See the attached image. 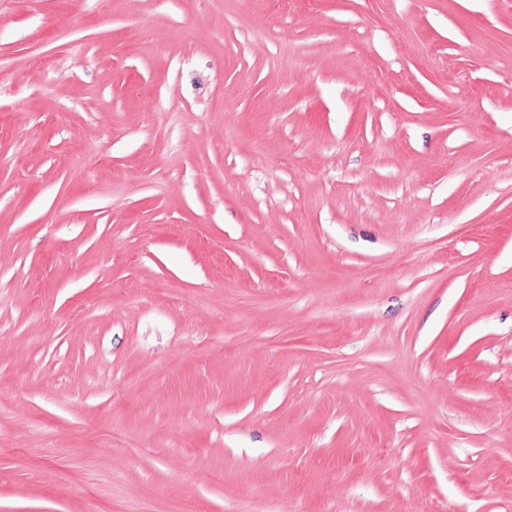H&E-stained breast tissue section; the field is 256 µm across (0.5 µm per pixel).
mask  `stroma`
Listing matches in <instances>:
<instances>
[{
    "label": "stroma",
    "instance_id": "obj_1",
    "mask_svg": "<svg viewBox=\"0 0 512 512\" xmlns=\"http://www.w3.org/2000/svg\"><path fill=\"white\" fill-rule=\"evenodd\" d=\"M174 501L512 512V0H0V512Z\"/></svg>",
    "mask_w": 512,
    "mask_h": 512
}]
</instances>
